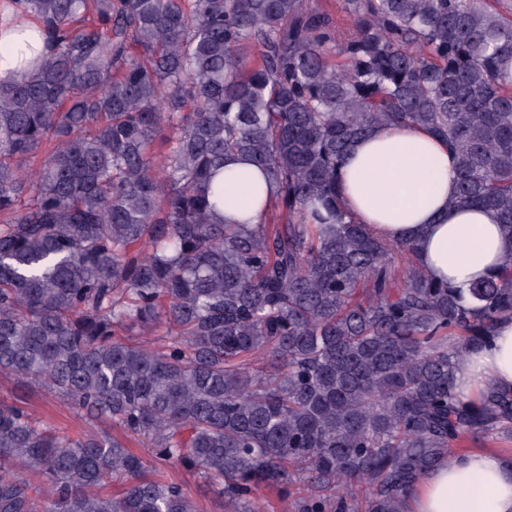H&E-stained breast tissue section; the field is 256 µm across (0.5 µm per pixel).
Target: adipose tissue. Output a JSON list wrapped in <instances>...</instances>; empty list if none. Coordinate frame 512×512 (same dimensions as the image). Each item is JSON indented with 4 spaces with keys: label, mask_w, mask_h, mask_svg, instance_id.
Masks as SVG:
<instances>
[{
    "label": "adipose tissue",
    "mask_w": 512,
    "mask_h": 512,
    "mask_svg": "<svg viewBox=\"0 0 512 512\" xmlns=\"http://www.w3.org/2000/svg\"><path fill=\"white\" fill-rule=\"evenodd\" d=\"M46 60L40 22L19 0H0V76L23 78ZM339 176L343 209L378 238L413 242L419 266L436 282L469 288L512 250L494 209L450 206L457 192L454 160L426 130L376 129L353 143ZM272 197L255 166L242 160L226 165V223H259ZM453 384L474 403L488 386L512 389V318L499 320L491 341L456 361ZM405 510L512 512V456L482 448L435 467Z\"/></svg>",
    "instance_id": "adipose-tissue-1"
}]
</instances>
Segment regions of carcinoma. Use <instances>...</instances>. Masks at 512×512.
Segmentation results:
<instances>
[{
	"label": "carcinoma",
	"mask_w": 512,
	"mask_h": 512,
	"mask_svg": "<svg viewBox=\"0 0 512 512\" xmlns=\"http://www.w3.org/2000/svg\"><path fill=\"white\" fill-rule=\"evenodd\" d=\"M23 2L50 55L0 77V373L150 456L1 399L0 512H196L162 463L252 512L266 488L291 512H404L463 436L512 435V390L476 404L452 383L512 316V253L464 293L338 204L353 142L420 128L454 157L452 204L512 237L511 16L345 0L341 46L309 0ZM234 158L274 188L262 224L219 215Z\"/></svg>",
	"instance_id": "carcinoma-1"
}]
</instances>
